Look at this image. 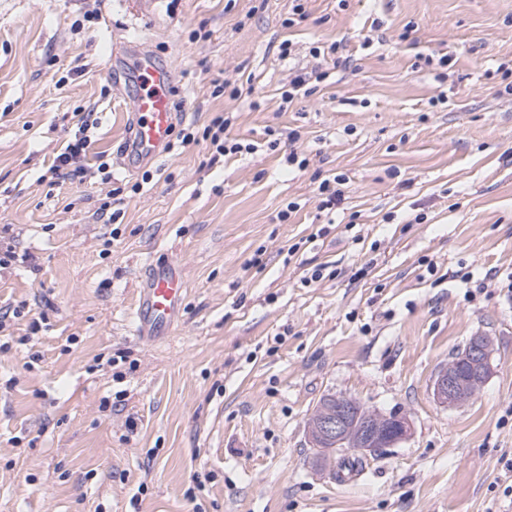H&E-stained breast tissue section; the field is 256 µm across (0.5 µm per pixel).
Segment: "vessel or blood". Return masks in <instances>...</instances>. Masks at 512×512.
I'll list each match as a JSON object with an SVG mask.
<instances>
[{
  "label": "vessel or blood",
  "instance_id": "vessel-or-blood-1",
  "mask_svg": "<svg viewBox=\"0 0 512 512\" xmlns=\"http://www.w3.org/2000/svg\"><path fill=\"white\" fill-rule=\"evenodd\" d=\"M125 75L136 93L127 120L125 141L116 160L125 173L156 163L168 151L176 114L170 98L171 75L154 56L135 50ZM184 278L177 266L151 268L137 286L133 326L137 335L153 337L170 328L184 303Z\"/></svg>",
  "mask_w": 512,
  "mask_h": 512
}]
</instances>
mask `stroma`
<instances>
[{"instance_id": "35a3bbf8", "label": "stroma", "mask_w": 512, "mask_h": 512, "mask_svg": "<svg viewBox=\"0 0 512 512\" xmlns=\"http://www.w3.org/2000/svg\"><path fill=\"white\" fill-rule=\"evenodd\" d=\"M303 4L288 28L289 0H0V249L32 257L0 269V311L23 309L0 333V512H512V0ZM133 40L171 72L177 129L229 112L257 151L177 141L150 182L103 184L132 92L109 65ZM317 40L341 64L280 110ZM88 110L86 175L51 174ZM269 128L299 131L306 169ZM167 262L184 308L145 339L135 288ZM319 265L332 276L306 282ZM478 334L487 379L439 404ZM327 394L413 433L339 479L305 436ZM345 181L341 175H336L333 178L323 179L319 186V195L323 197L322 207L328 210L336 208V205L343 200V191L339 186H342ZM468 345V354L464 359ZM468 345L463 351L458 352L452 357L448 362V368L464 360L472 368L473 377L471 381H474L476 378L482 377L485 371L490 370L492 353H490L489 348L486 346L482 335L473 336ZM448 368L446 367L437 374L433 382V395L439 403L453 406L458 402L457 392L459 389L452 381V371Z\"/></svg>"}]
</instances>
